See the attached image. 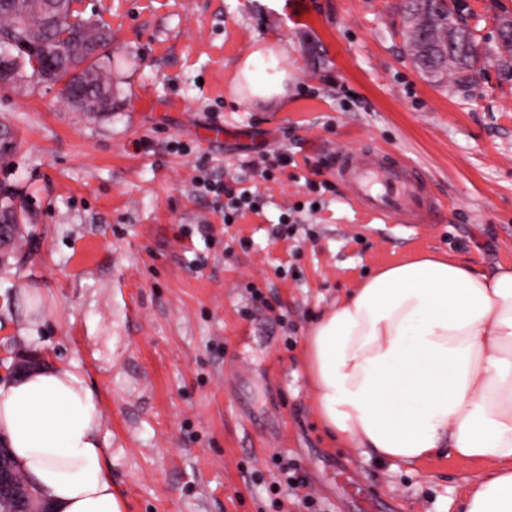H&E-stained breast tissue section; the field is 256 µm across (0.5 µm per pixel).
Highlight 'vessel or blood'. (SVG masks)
Returning <instances> with one entry per match:
<instances>
[{"instance_id": "1", "label": "vessel or blood", "mask_w": 512, "mask_h": 512, "mask_svg": "<svg viewBox=\"0 0 512 512\" xmlns=\"http://www.w3.org/2000/svg\"><path fill=\"white\" fill-rule=\"evenodd\" d=\"M336 178L350 189L355 204L381 219L409 216L420 224L434 217L440 208L438 201L422 189L420 169L376 147L359 156L338 155Z\"/></svg>"}]
</instances>
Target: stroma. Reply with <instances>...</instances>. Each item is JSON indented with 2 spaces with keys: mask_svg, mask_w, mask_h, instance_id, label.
Returning a JSON list of instances; mask_svg holds the SVG:
<instances>
[{
  "mask_svg": "<svg viewBox=\"0 0 512 512\" xmlns=\"http://www.w3.org/2000/svg\"><path fill=\"white\" fill-rule=\"evenodd\" d=\"M397 2L80 0L112 32L98 61L111 110L31 77L0 86L15 140L0 191L20 224L0 259V351L43 354L94 389L125 512H464L490 469L446 450L407 464L337 447L304 376L313 319L375 270L425 253L512 265V68L489 64L473 88L427 81ZM465 3L492 52L512 0ZM263 46L286 51L274 105L235 93ZM370 143L422 170L433 222L352 205L323 162ZM279 152L295 165L263 179ZM203 177L240 178L256 212L225 223ZM288 218L294 235L274 237ZM286 461L315 507L274 493Z\"/></svg>",
  "mask_w": 512,
  "mask_h": 512,
  "instance_id": "35a3bbf8",
  "label": "stroma"
}]
</instances>
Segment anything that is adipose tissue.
I'll return each mask as SVG.
<instances>
[{
    "label": "adipose tissue",
    "instance_id": "obj_1",
    "mask_svg": "<svg viewBox=\"0 0 512 512\" xmlns=\"http://www.w3.org/2000/svg\"><path fill=\"white\" fill-rule=\"evenodd\" d=\"M248 95L285 93L262 51L240 67ZM304 371L327 435L417 462L446 448L493 467L466 512H512V265L484 271L440 255L381 268L312 323ZM93 390L46 366L0 382V437L53 512H124L99 439Z\"/></svg>",
    "mask_w": 512,
    "mask_h": 512
}]
</instances>
